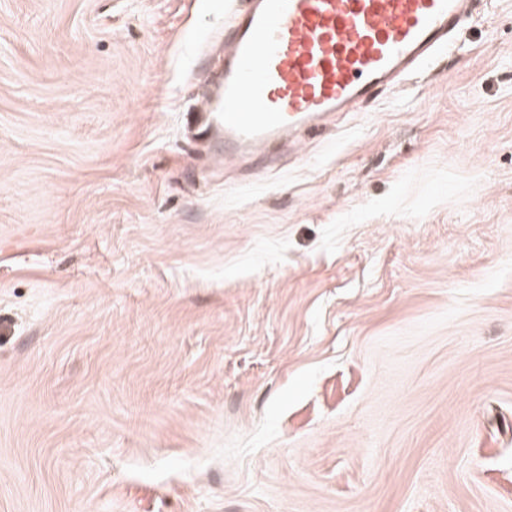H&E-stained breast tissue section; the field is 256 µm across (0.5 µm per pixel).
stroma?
I'll return each mask as SVG.
<instances>
[{"label": "stroma", "instance_id": "1", "mask_svg": "<svg viewBox=\"0 0 512 512\" xmlns=\"http://www.w3.org/2000/svg\"><path fill=\"white\" fill-rule=\"evenodd\" d=\"M199 0H0V512H512V0L280 168L186 114Z\"/></svg>", "mask_w": 512, "mask_h": 512}]
</instances>
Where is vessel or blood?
<instances>
[{"mask_svg":"<svg viewBox=\"0 0 512 512\" xmlns=\"http://www.w3.org/2000/svg\"><path fill=\"white\" fill-rule=\"evenodd\" d=\"M226 11L224 68L190 122L225 159L267 168L301 134L428 69L474 15L473 0H249Z\"/></svg>","mask_w":512,"mask_h":512,"instance_id":"obj_1","label":"vessel or blood"}]
</instances>
